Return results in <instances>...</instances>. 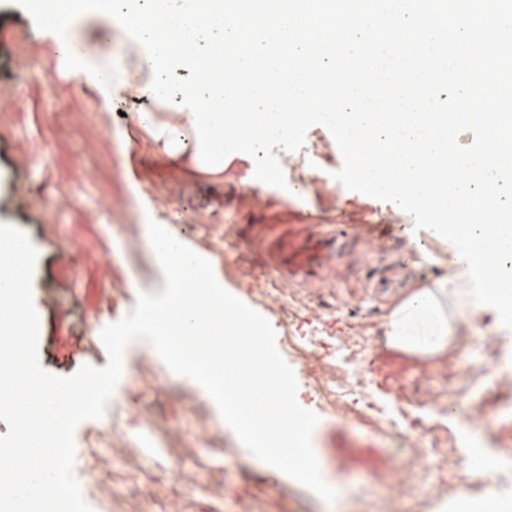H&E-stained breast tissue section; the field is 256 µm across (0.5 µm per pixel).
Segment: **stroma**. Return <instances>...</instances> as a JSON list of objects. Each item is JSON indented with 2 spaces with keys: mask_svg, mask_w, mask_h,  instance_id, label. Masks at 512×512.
<instances>
[{
  "mask_svg": "<svg viewBox=\"0 0 512 512\" xmlns=\"http://www.w3.org/2000/svg\"><path fill=\"white\" fill-rule=\"evenodd\" d=\"M33 26L14 0H0V99L13 105L0 113V224L19 228L38 252L32 300L39 317L38 355L50 373L68 376L85 364L104 367L100 325L120 320L140 293L163 290L153 250L126 246L129 236L144 237L151 219L207 259L219 283L262 314L268 302L254 293L252 276L238 268L236 234H250L259 224H297L309 212L328 224L355 215L384 220L383 250L361 243L346 248L335 273L299 289L312 302L329 305L319 319L296 312L291 326L299 335L317 327L332 336L319 349L328 363L340 358L338 338L367 329L383 342L385 317L414 289L447 274L451 243L433 231L415 230L395 204L334 179L342 157L325 127L309 128L300 152L280 153L287 186H259L268 202L255 208L243 181L254 166L248 155L227 157L222 171L209 173L169 156L157 137L181 126L183 112L158 100L149 110L152 122L142 123L147 110L132 87L103 108L93 87L57 65ZM71 40L82 51L83 66L117 77L135 63L136 43L107 15L82 17ZM160 181L167 192L158 203ZM19 193L29 198V208L13 206ZM63 198L70 208H57ZM498 317V303H487L463 331L460 353L425 361L424 379L410 383L404 397H379V404L393 414L401 407H445L465 399L467 416L487 427L480 444L468 449L469 459L490 454L512 461V413L492 410L512 401V384L498 367L500 349L511 352L512 342H505ZM72 333L81 335L79 347L68 344ZM145 355L151 372L116 388L106 415L88 423L75 445L74 473L91 499V512H134L144 494L152 496L154 512H275L266 497L238 495L245 476L266 478L282 490L288 512H453L455 499L438 493L444 482L459 485L475 506L495 501L502 512H512V494L495 496L484 468H445L432 450L415 481L393 488L391 500H384L397 465L388 441L369 421L325 414L312 435L321 475L336 493L333 502H324L290 476L272 472L225 425L208 392L173 373L149 344L126 348L124 370ZM114 419L134 450L113 460L103 492L93 480Z\"/></svg>",
  "mask_w": 512,
  "mask_h": 512,
  "instance_id": "stroma-1",
  "label": "stroma"
}]
</instances>
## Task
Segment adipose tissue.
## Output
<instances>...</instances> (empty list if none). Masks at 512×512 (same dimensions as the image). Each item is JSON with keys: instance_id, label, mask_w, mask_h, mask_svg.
I'll return each mask as SVG.
<instances>
[{"instance_id": "obj_1", "label": "adipose tissue", "mask_w": 512, "mask_h": 512, "mask_svg": "<svg viewBox=\"0 0 512 512\" xmlns=\"http://www.w3.org/2000/svg\"><path fill=\"white\" fill-rule=\"evenodd\" d=\"M461 278L456 272L437 279L399 304L384 324L389 344L429 359L443 357L456 347L461 321L467 314L481 311L488 299L487 289H462Z\"/></svg>"}]
</instances>
